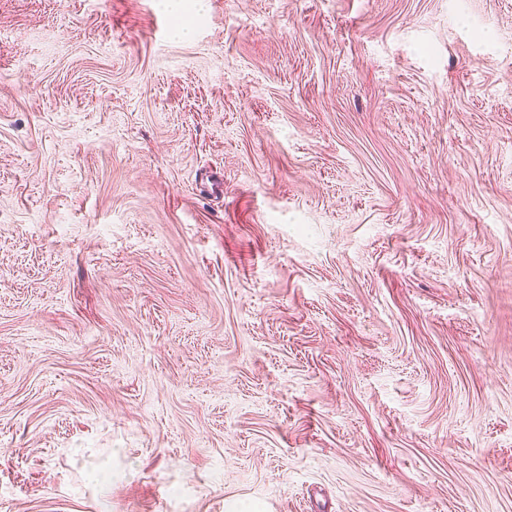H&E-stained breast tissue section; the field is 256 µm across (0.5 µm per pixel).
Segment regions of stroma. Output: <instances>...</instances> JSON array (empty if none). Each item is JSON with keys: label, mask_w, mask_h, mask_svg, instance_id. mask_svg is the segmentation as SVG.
<instances>
[{"label": "stroma", "mask_w": 512, "mask_h": 512, "mask_svg": "<svg viewBox=\"0 0 512 512\" xmlns=\"http://www.w3.org/2000/svg\"><path fill=\"white\" fill-rule=\"evenodd\" d=\"M0 0V512H512V0Z\"/></svg>", "instance_id": "35a3bbf8"}]
</instances>
